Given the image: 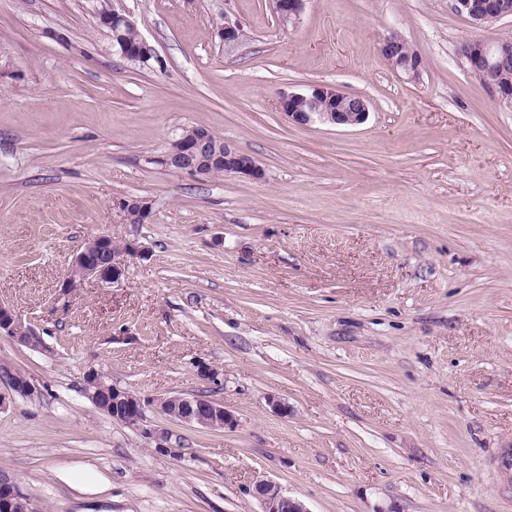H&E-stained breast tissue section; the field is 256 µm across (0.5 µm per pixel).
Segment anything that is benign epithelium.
I'll return each mask as SVG.
<instances>
[{
	"mask_svg": "<svg viewBox=\"0 0 512 512\" xmlns=\"http://www.w3.org/2000/svg\"><path fill=\"white\" fill-rule=\"evenodd\" d=\"M305 0H273V8L283 23L296 22ZM451 8L477 26L488 21H501L512 16L503 9L499 0H449ZM100 19L119 31L132 28L128 16L115 10L104 9ZM218 36L225 44H236L242 33L240 25L226 21L219 28ZM120 55L127 61L147 62L157 57L156 50L147 40L139 38L133 46L122 45ZM380 53L393 71L409 79L421 77L424 62L419 52L405 40L390 36L380 44ZM462 66L485 86L492 89L498 101L512 108V40L503 38L494 44L482 40L470 42V48L458 53ZM277 107L289 121L298 125L323 123L333 126L353 127L363 124L369 116L366 99L343 93L325 85H311L301 92L282 93ZM178 147L167 150L160 163L196 177H205L215 167L224 173L260 180L264 176L261 165L251 155L234 144L216 138L205 126H199L189 138H175ZM127 217L132 224H143L150 215L148 203L133 200L126 206ZM140 253L135 246L126 244L113 248L112 239L100 236L74 256L62 288L69 291L89 278L103 284H115L125 274V257ZM7 335L28 343L33 333L24 327L13 311L0 303V335ZM0 382L7 392L0 391V410L6 406V394L33 397L40 392L37 383L27 377L0 374ZM86 394L90 400L102 406L112 420L129 426H138L144 419L145 409L154 405L171 419L203 428L221 430L233 423L232 415L223 405L202 397H159L144 400L110 383L95 369L86 374ZM252 495L261 505V512H308L296 498L285 493L272 480L259 478L252 485ZM0 512H35L32 501L17 486L0 479Z\"/></svg>",
	"mask_w": 512,
	"mask_h": 512,
	"instance_id": "benign-epithelium-1",
	"label": "benign epithelium"
}]
</instances>
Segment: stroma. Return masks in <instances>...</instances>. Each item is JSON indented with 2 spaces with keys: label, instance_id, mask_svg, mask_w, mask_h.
Masks as SVG:
<instances>
[{
  "label": "stroma",
  "instance_id": "35a3bbf8",
  "mask_svg": "<svg viewBox=\"0 0 512 512\" xmlns=\"http://www.w3.org/2000/svg\"><path fill=\"white\" fill-rule=\"evenodd\" d=\"M104 8L156 59L122 58ZM394 33L419 80L382 58ZM490 36L512 18L449 0H306L294 25L272 0H0V302L35 335L0 336V366L41 390L0 410V477L37 512H261L262 476L308 512H512V109L456 54ZM312 84L366 98L367 122L290 123L279 94ZM196 125L263 179L162 165ZM100 235L143 255L63 293ZM92 367L234 424L115 422ZM451 8L477 26L484 27L488 21H501L512 17V0H449ZM506 10L503 9L502 5ZM380 53L393 71L408 80L421 77L424 62L419 52L415 51L405 40L390 36L380 44Z\"/></svg>",
  "mask_w": 512,
  "mask_h": 512
}]
</instances>
